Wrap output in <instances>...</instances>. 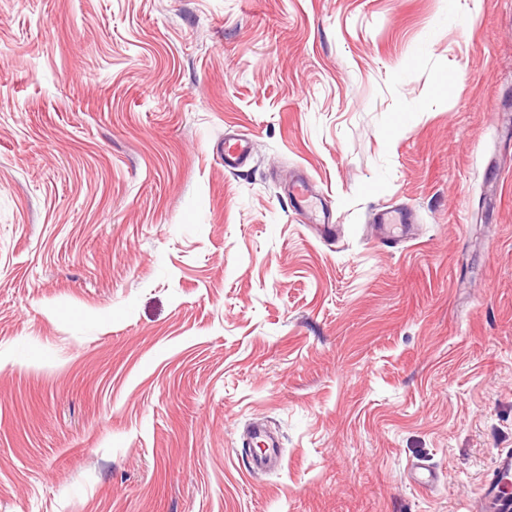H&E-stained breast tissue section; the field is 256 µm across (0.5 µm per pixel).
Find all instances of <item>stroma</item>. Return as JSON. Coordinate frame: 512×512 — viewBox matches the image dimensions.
Segmentation results:
<instances>
[{
    "label": "stroma",
    "instance_id": "obj_1",
    "mask_svg": "<svg viewBox=\"0 0 512 512\" xmlns=\"http://www.w3.org/2000/svg\"><path fill=\"white\" fill-rule=\"evenodd\" d=\"M506 451L512 0H0V512H479ZM250 144L240 134L224 135V169L236 171L250 158ZM290 193L293 198L295 204L294 208L297 214L300 212L315 211L317 205L315 199H318L321 210L326 218L327 209L324 207L322 199L313 196L309 187V182L305 178L298 179L292 185ZM250 439L260 443L259 447H264V454L261 456H253L241 454V459L252 473L256 474L265 468L280 461L282 454V440L274 432L265 426H257L252 432Z\"/></svg>",
    "mask_w": 512,
    "mask_h": 512
}]
</instances>
